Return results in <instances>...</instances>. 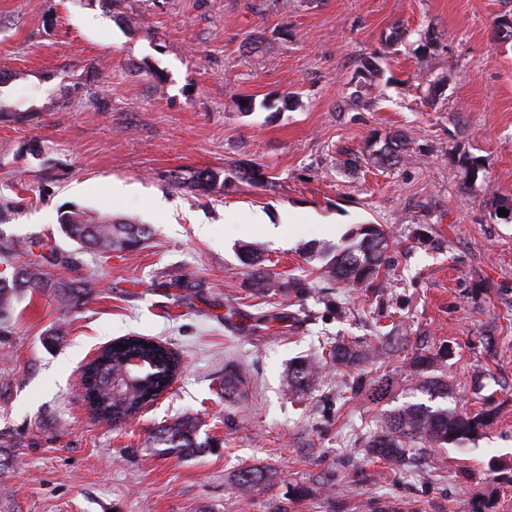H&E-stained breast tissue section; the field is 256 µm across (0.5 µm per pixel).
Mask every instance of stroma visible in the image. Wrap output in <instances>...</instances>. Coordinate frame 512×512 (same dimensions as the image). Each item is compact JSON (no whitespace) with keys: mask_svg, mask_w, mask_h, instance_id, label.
Wrapping results in <instances>:
<instances>
[{"mask_svg":"<svg viewBox=\"0 0 512 512\" xmlns=\"http://www.w3.org/2000/svg\"><path fill=\"white\" fill-rule=\"evenodd\" d=\"M512 0H0V259L42 238L88 283L72 307L19 298L0 336V512H512ZM379 73L361 86L362 62ZM360 92L353 100L352 92ZM293 108H285L284 98ZM251 100L254 111L238 107ZM402 134L398 163L370 154ZM260 166L264 186L237 177ZM213 169L192 191L172 171ZM126 191L116 195L114 184ZM150 225L133 253L78 252L65 208ZM280 226L262 234L251 220ZM379 224L388 262L367 288L320 275L323 246ZM301 300L250 288L243 248ZM63 342H53L58 324ZM154 338L183 363L118 427L95 420L80 370L112 339ZM337 344L302 396L289 369ZM242 369L233 400L224 367ZM448 383L481 414L456 447L399 463L366 441L392 410ZM206 446L165 456L160 423ZM246 469L262 480L243 489ZM171 177L179 186L191 190L218 191L224 188V180L220 181V172L213 169H198L188 174L174 171Z\"/></svg>","mask_w":512,"mask_h":512,"instance_id":"1","label":"stroma"}]
</instances>
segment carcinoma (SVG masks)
<instances>
[{
  "label": "carcinoma",
  "instance_id": "obj_1",
  "mask_svg": "<svg viewBox=\"0 0 512 512\" xmlns=\"http://www.w3.org/2000/svg\"><path fill=\"white\" fill-rule=\"evenodd\" d=\"M404 141L390 135L376 153L382 164H395L403 151ZM178 185L191 189L217 191L224 188L220 172L198 169L188 174L173 172ZM59 229L68 239L82 248L98 254L112 251H135L151 236L145 224L114 221L81 209L67 210L60 214ZM389 241L386 233L375 224H364L356 233V241L343 249L328 250L321 254L322 275L346 287L370 286L378 277L379 269L387 258ZM245 263L252 267L250 286L256 295H275L283 290L303 295L310 285L302 279L279 281L262 267V261L252 251H245ZM48 285L43 261L17 267L6 262L0 270V331L10 321L16 296L31 293ZM57 298L71 306L84 303L90 288L60 280L51 285ZM126 345L122 349L118 344ZM137 354L145 362L146 370L131 384L126 376L131 374L130 355ZM323 363L304 360L288 372V388L301 391L314 382ZM180 370V361L174 359L159 342L147 336H124L101 348L84 367L82 386L94 416L107 423H118L134 417L153 403L167 387L171 376ZM419 391L430 397L449 398L448 384L440 379L424 380ZM482 426V419L452 406H431L425 403H408L388 416L367 442L369 451L389 461H399L406 453V446L426 442L444 448L473 437ZM150 438L153 447L166 455L187 456L207 442L197 438L195 423L189 418L174 421L154 429Z\"/></svg>",
  "mask_w": 512,
  "mask_h": 512
}]
</instances>
